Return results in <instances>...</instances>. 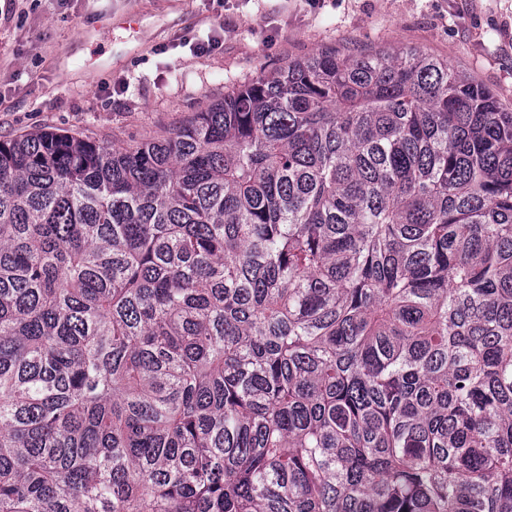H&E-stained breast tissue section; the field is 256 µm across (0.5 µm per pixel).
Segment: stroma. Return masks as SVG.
Instances as JSON below:
<instances>
[{"mask_svg":"<svg viewBox=\"0 0 512 512\" xmlns=\"http://www.w3.org/2000/svg\"><path fill=\"white\" fill-rule=\"evenodd\" d=\"M358 48L437 56L512 110V0H0V137L128 148L261 71Z\"/></svg>","mask_w":512,"mask_h":512,"instance_id":"stroma-1","label":"stroma"}]
</instances>
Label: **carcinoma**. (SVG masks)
<instances>
[{"mask_svg": "<svg viewBox=\"0 0 512 512\" xmlns=\"http://www.w3.org/2000/svg\"><path fill=\"white\" fill-rule=\"evenodd\" d=\"M0 512H512V112L335 49L0 139Z\"/></svg>", "mask_w": 512, "mask_h": 512, "instance_id": "obj_1", "label": "carcinoma"}]
</instances>
